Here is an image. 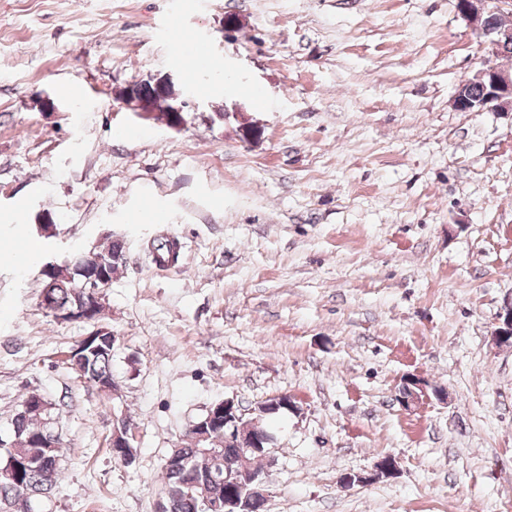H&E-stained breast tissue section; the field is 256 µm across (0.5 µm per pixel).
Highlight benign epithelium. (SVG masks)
<instances>
[{
	"mask_svg": "<svg viewBox=\"0 0 512 512\" xmlns=\"http://www.w3.org/2000/svg\"><path fill=\"white\" fill-rule=\"evenodd\" d=\"M459 9L486 38L487 55L483 58L482 77L486 79L481 96H473L469 87L461 85L454 97L453 105L461 112H512V71L501 68L497 59L512 50V27L494 23V18L502 9H512V0H458ZM153 83L160 92L171 88L167 78L149 77L126 86L119 94V100L128 108L141 106L132 92L135 85ZM494 336L500 344L512 343V302L499 313V327ZM408 392L399 396L400 404L407 410L419 404L427 396L426 381L421 378H408L404 381ZM263 408L283 409L293 415L300 414V408L287 395H279L266 400ZM245 411L234 401L226 399L205 410L190 426L188 431L198 433L202 439L218 434L222 446L233 445L255 452L263 458L271 457L272 437L244 421ZM134 423L123 413L115 418L112 433V454L125 464L134 459L133 430ZM395 469L390 458L381 462L376 473L363 476L347 474L343 485L350 487L356 483H368L380 476L389 475ZM232 481L235 490L224 500L205 499L206 512H249L250 504L256 499L267 497V480L261 469L237 468L233 462L224 461V481Z\"/></svg>",
	"mask_w": 512,
	"mask_h": 512,
	"instance_id": "1",
	"label": "benign epithelium"
}]
</instances>
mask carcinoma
Segmentation results:
<instances>
[{"label":"carcinoma","instance_id":"carcinoma-1","mask_svg":"<svg viewBox=\"0 0 512 512\" xmlns=\"http://www.w3.org/2000/svg\"><path fill=\"white\" fill-rule=\"evenodd\" d=\"M142 101L149 106L165 108L172 111L168 104L170 98L153 94L148 85L139 86ZM94 259L83 264L63 267L51 274L54 286L44 290L42 304L51 311L74 309L79 305L87 306L89 318L95 319L98 313L94 302L87 293L91 292V284L87 283L97 266L102 265L114 274L123 263V251L119 243L113 242L109 247L92 253ZM72 353L84 355V363L78 375L90 383L112 376V347L101 344L91 352L80 340ZM49 408L36 409L26 414L18 413L11 419L12 440L6 446H0V459L18 458L28 463L12 479L0 476V507L11 509L19 506L20 512H35L39 499L48 494L60 477L55 481L44 478V472L50 468L48 450L49 442L61 445L60 437L56 436L55 420L59 415L56 404L48 402ZM209 447L196 442L194 436H186L177 450L182 460L179 467L165 468L164 490L173 503L172 512H203V494L211 497H224V461L229 458L239 467H251L258 456L240 448L224 449V457L213 455Z\"/></svg>","mask_w":512,"mask_h":512}]
</instances>
